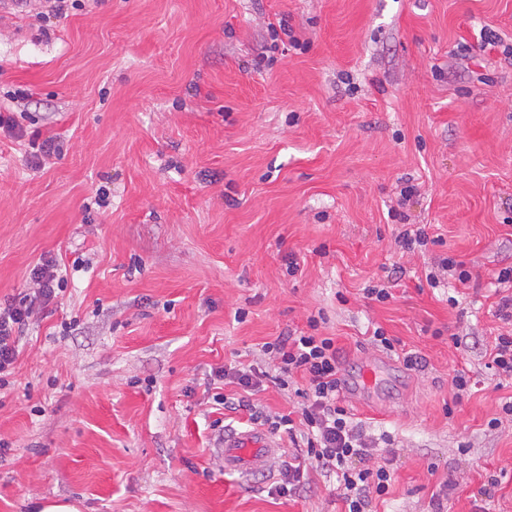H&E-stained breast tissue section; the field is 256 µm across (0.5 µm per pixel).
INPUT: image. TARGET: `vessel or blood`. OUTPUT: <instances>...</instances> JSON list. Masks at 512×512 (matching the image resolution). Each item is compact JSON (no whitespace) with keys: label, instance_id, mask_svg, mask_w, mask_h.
<instances>
[{"label":"vessel or blood","instance_id":"b4317fda","mask_svg":"<svg viewBox=\"0 0 512 512\" xmlns=\"http://www.w3.org/2000/svg\"><path fill=\"white\" fill-rule=\"evenodd\" d=\"M213 450L225 472L255 482L269 478L271 462L282 453L283 447L262 428L228 425L214 442Z\"/></svg>","mask_w":512,"mask_h":512}]
</instances>
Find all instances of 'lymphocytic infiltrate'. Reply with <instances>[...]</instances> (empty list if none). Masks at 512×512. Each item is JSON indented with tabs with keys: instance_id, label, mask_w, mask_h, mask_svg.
<instances>
[{
	"instance_id": "1",
	"label": "lymphocytic infiltrate",
	"mask_w": 512,
	"mask_h": 512,
	"mask_svg": "<svg viewBox=\"0 0 512 512\" xmlns=\"http://www.w3.org/2000/svg\"><path fill=\"white\" fill-rule=\"evenodd\" d=\"M64 281L57 260L44 255L31 272L29 292L0 306V387L8 383L24 329L53 303ZM308 326V331L264 344L268 367L220 370L221 378L244 392L243 398L224 397L220 403L229 412L247 411L251 423L266 426L271 434H287L298 450L300 461L286 466L285 479L276 488L279 495L296 493L310 465L337 475L347 512H371L373 498L386 495L393 479L390 468L374 462L373 450L379 444H391L392 439L384 433L373 435L353 422L341 403L336 341L317 335V318H309ZM298 373L308 380L307 387L298 392L303 400L301 421H294L288 414L265 412L245 398L246 393L259 390L264 380L284 388Z\"/></svg>"
}]
</instances>
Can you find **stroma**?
<instances>
[{"label": "stroma", "mask_w": 512, "mask_h": 512, "mask_svg": "<svg viewBox=\"0 0 512 512\" xmlns=\"http://www.w3.org/2000/svg\"><path fill=\"white\" fill-rule=\"evenodd\" d=\"M282 19L300 48L272 37ZM511 45L512 0H79L46 24L1 8L0 112L24 133L0 129V302L43 255L70 272L0 389V512H344L319 470L275 495L291 453L251 485L212 451L214 399L237 391L216 370L317 314L342 374L391 362L369 404L343 401L394 439L374 451L396 473L374 512H512V383L486 354L512 332L494 312ZM52 135L63 154L33 165ZM406 181L411 223L444 240L423 254L401 253L388 216ZM446 256L471 279L431 288ZM397 268L390 300L365 298ZM377 326L421 368L376 347Z\"/></svg>", "instance_id": "35a3bbf8"}]
</instances>
